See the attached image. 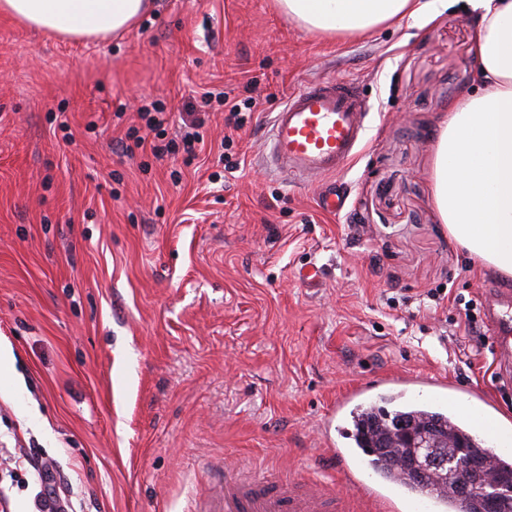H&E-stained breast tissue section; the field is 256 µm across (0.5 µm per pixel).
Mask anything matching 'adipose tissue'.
Returning <instances> with one entry per match:
<instances>
[{
    "label": "adipose tissue",
    "instance_id": "ef3b65f1",
    "mask_svg": "<svg viewBox=\"0 0 512 512\" xmlns=\"http://www.w3.org/2000/svg\"><path fill=\"white\" fill-rule=\"evenodd\" d=\"M308 31L361 34L447 10L452 0H276ZM477 19L481 92L462 96L438 127L430 181L440 223L498 274L512 277V0H465ZM151 0H0V15L63 39L103 40L132 28Z\"/></svg>",
    "mask_w": 512,
    "mask_h": 512
}]
</instances>
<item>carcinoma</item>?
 I'll return each mask as SVG.
<instances>
[{"instance_id": "carcinoma-1", "label": "carcinoma", "mask_w": 512, "mask_h": 512, "mask_svg": "<svg viewBox=\"0 0 512 512\" xmlns=\"http://www.w3.org/2000/svg\"><path fill=\"white\" fill-rule=\"evenodd\" d=\"M401 425H413L437 444L436 454L448 459L447 466H431L420 461L416 448H393L391 442ZM351 437L357 448L367 456L368 465L386 473H396L416 488L426 483L444 484L455 489L457 498L475 499L481 512H503L500 504H512V494L487 501L482 492L487 474L512 483V461L491 459L484 443L464 432L439 408L420 409L409 402L383 399V405L373 404L358 409L352 415ZM453 444H448V440Z\"/></svg>"}]
</instances>
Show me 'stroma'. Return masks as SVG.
<instances>
[{"instance_id": "1", "label": "stroma", "mask_w": 512, "mask_h": 512, "mask_svg": "<svg viewBox=\"0 0 512 512\" xmlns=\"http://www.w3.org/2000/svg\"><path fill=\"white\" fill-rule=\"evenodd\" d=\"M476 35L453 8L323 36L273 0H154L95 42L1 16L0 346L14 361L0 449L42 456L84 512H194L228 465L271 487L343 484L321 424L360 383L431 375L512 416L492 344L466 336L452 302L418 307L435 289L512 288L452 240L432 199L434 135L470 88ZM334 79L358 82L369 114L330 216L320 181L260 156L285 97ZM246 83L258 106L232 132L193 99ZM151 101L172 136L204 118L197 158L153 156L138 114ZM132 128L146 143L122 152ZM37 490L36 473L10 477L0 460L6 512H33Z\"/></svg>"}]
</instances>
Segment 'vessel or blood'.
Listing matches in <instances>:
<instances>
[{
  "label": "vessel or blood",
  "mask_w": 512,
  "mask_h": 512,
  "mask_svg": "<svg viewBox=\"0 0 512 512\" xmlns=\"http://www.w3.org/2000/svg\"><path fill=\"white\" fill-rule=\"evenodd\" d=\"M368 103L349 81L315 80L293 92L276 112L266 145L267 165L280 173L322 180L319 208L330 215L347 204L343 191L330 183L357 155L365 140ZM486 325L494 343L498 372L512 378V290L489 287L482 300ZM384 512H412L424 502L433 512H464L466 505L451 492L422 486L408 489L401 479L382 477L365 490ZM332 486L321 481L286 483L268 491L255 480L225 470L213 494L198 512H340Z\"/></svg>",
  "instance_id": "b4317fda"
}]
</instances>
